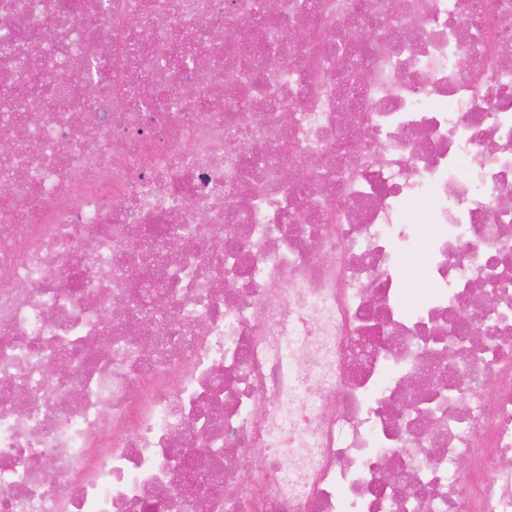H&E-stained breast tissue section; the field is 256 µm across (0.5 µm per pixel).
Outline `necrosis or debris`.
Wrapping results in <instances>:
<instances>
[{
	"instance_id": "1",
	"label": "necrosis or debris",
	"mask_w": 512,
	"mask_h": 512,
	"mask_svg": "<svg viewBox=\"0 0 512 512\" xmlns=\"http://www.w3.org/2000/svg\"><path fill=\"white\" fill-rule=\"evenodd\" d=\"M389 3L0 0V512H512V0Z\"/></svg>"
}]
</instances>
